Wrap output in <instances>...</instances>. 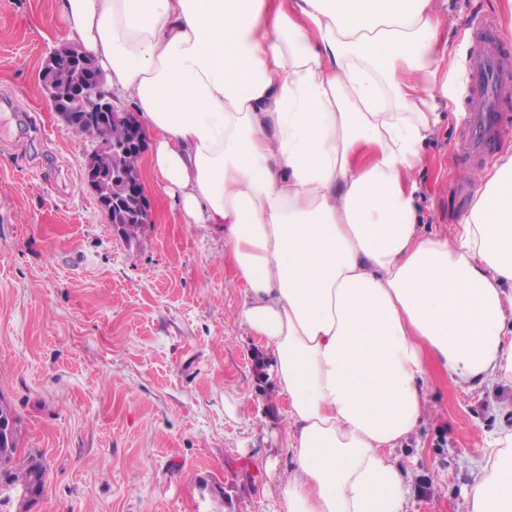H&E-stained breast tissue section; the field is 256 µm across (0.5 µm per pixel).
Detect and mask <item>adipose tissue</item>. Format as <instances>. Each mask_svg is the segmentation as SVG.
<instances>
[{
	"label": "adipose tissue",
	"instance_id": "1",
	"mask_svg": "<svg viewBox=\"0 0 512 512\" xmlns=\"http://www.w3.org/2000/svg\"><path fill=\"white\" fill-rule=\"evenodd\" d=\"M135 106L187 224H217L238 320L273 355L294 475L282 512H405L390 452L422 422L425 353L512 383V153L452 234L415 173L441 121L438 0H59ZM465 512H512V423Z\"/></svg>",
	"mask_w": 512,
	"mask_h": 512
}]
</instances>
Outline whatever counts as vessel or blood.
I'll list each match as a JSON object with an SVG mask.
<instances>
[{
    "label": "vessel or blood",
    "mask_w": 512,
    "mask_h": 512,
    "mask_svg": "<svg viewBox=\"0 0 512 512\" xmlns=\"http://www.w3.org/2000/svg\"><path fill=\"white\" fill-rule=\"evenodd\" d=\"M512 48L500 38L495 21L480 20L472 28L462 107L460 157L481 164L499 140L512 131Z\"/></svg>",
    "instance_id": "obj_1"
}]
</instances>
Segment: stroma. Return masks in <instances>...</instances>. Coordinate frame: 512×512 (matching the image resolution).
<instances>
[{"label": "stroma", "instance_id": "obj_1", "mask_svg": "<svg viewBox=\"0 0 512 512\" xmlns=\"http://www.w3.org/2000/svg\"><path fill=\"white\" fill-rule=\"evenodd\" d=\"M505 4L447 0L443 120L416 173L441 231L474 191L455 157L469 26L492 18L512 42ZM70 39L58 0H0V398L21 453L48 464L29 512H279L288 402L237 319L224 237L184 223L147 171L151 224L133 241L109 224L83 178L93 144L64 129L42 89L45 58ZM425 393L422 424L393 451L407 512H465L471 475L512 418V383L456 386L431 358Z\"/></svg>", "mask_w": 512, "mask_h": 512}]
</instances>
